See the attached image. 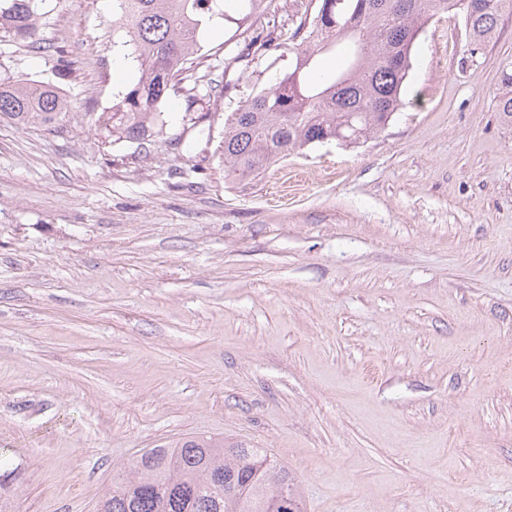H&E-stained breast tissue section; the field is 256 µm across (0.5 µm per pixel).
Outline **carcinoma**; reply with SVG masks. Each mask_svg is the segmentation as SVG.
Returning a JSON list of instances; mask_svg holds the SVG:
<instances>
[{"label": "carcinoma", "instance_id": "obj_1", "mask_svg": "<svg viewBox=\"0 0 512 512\" xmlns=\"http://www.w3.org/2000/svg\"><path fill=\"white\" fill-rule=\"evenodd\" d=\"M218 0H112V26L136 63L137 77L95 116L114 143L142 145L162 132L172 96L195 103L212 88L194 55ZM313 18H300L294 59L275 82L239 101L224 129V168L245 179L287 153L315 143H363L388 125L401 105L413 50L423 26L440 13L456 15L457 0H318ZM467 43L486 46L512 0H472ZM34 0H0V38L26 39L36 30ZM363 42L347 69L310 79L316 56L336 43ZM72 100L59 87L0 70V120L53 126ZM293 507L280 508L283 489ZM104 512H304L295 479L264 448L222 438L189 437L150 448L127 463L102 497Z\"/></svg>", "mask_w": 512, "mask_h": 512}]
</instances>
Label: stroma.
I'll list each match as a JSON object with an SVG mask.
<instances>
[{
  "label": "stroma",
  "mask_w": 512,
  "mask_h": 512,
  "mask_svg": "<svg viewBox=\"0 0 512 512\" xmlns=\"http://www.w3.org/2000/svg\"><path fill=\"white\" fill-rule=\"evenodd\" d=\"M315 9L221 0L196 57L235 90L171 98L140 149L91 124L137 75L112 0H43L32 39L0 41L72 99L51 127L0 121L7 512H97L122 464L188 436L269 449L307 512H512V13L464 69L461 19L429 21L376 137L227 176L234 102Z\"/></svg>",
  "instance_id": "1"
}]
</instances>
